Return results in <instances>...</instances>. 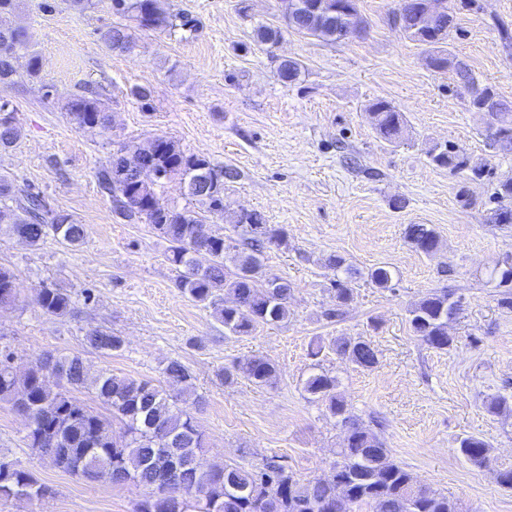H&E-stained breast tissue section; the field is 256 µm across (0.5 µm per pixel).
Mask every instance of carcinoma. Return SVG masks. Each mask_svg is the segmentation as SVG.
Returning <instances> with one entry per match:
<instances>
[{
	"instance_id": "1",
	"label": "carcinoma",
	"mask_w": 512,
	"mask_h": 512,
	"mask_svg": "<svg viewBox=\"0 0 512 512\" xmlns=\"http://www.w3.org/2000/svg\"><path fill=\"white\" fill-rule=\"evenodd\" d=\"M120 15L131 19L140 29L171 32L196 29V20L185 12L167 14L157 7V0H116ZM286 28L309 34L326 42L340 39L336 20L311 10L315 0H280ZM441 19L428 26L417 8L406 17L407 29L421 33L418 43L431 47L427 65L435 70H451L466 81L472 72L462 61L438 48L448 37V0H438ZM279 27L262 26L257 40L276 44L283 38ZM113 51L133 48L127 26L113 25L102 34ZM26 47V33L20 28L0 30V84L12 80L17 55ZM302 65L293 60L280 63L279 79L295 82ZM495 111L486 113V138L503 152H512V102L496 90L483 85L470 99V106L480 111L487 102ZM69 122L76 128L96 125L111 127V115L99 100L87 95L75 96L63 106ZM379 137L389 144L400 141L405 125L404 114L391 103L379 100L370 106ZM18 129L13 120L0 117V148L15 142ZM152 159L154 168L184 184L186 195L209 212L224 211L225 179L237 178L234 169L213 164L204 156L188 154L166 137H155L133 149L126 147L112 155L109 165L95 173L98 184L115 203L118 213L128 220H140L168 242L167 260L178 272L176 288L182 296L213 307L224 329L236 336H248L267 324L288 319L291 286L281 279L262 278L261 256L271 245L286 241L285 233L265 222L255 210L243 209L234 221L241 251L235 254L237 272H226L224 258L234 248L224 235L212 231L205 217L192 209L168 206L156 191L160 182L146 179L127 168L128 153ZM431 164L451 171L467 170L480 177L487 165L471 163L470 156L453 147L428 151ZM497 203L493 219L497 224H512V178L501 180L492 194ZM22 238L32 249L53 236L71 247L84 243L87 226L68 214L48 208L37 193L29 192L16 205L0 201V235ZM405 238L419 252L429 255L439 246L435 230L427 224H409ZM207 257V264L199 256ZM326 267L344 274L334 281L336 310L327 313L339 318L352 298L351 282L358 271L339 255L326 259ZM17 300L14 273L0 267V307ZM38 304L50 316L71 312L72 296L61 288H43ZM460 310L459 300L445 290L431 291L409 309V324L425 344L446 350L454 343L448 324ZM89 348L110 355L123 347V337L106 329H92L85 336ZM336 353L348 361L372 368L378 364V350L367 340L340 338L333 343ZM53 361L44 372L40 358L27 366L14 367L0 361V403L19 412L29 408L33 440L28 447L50 459L53 465L87 484L125 486L133 483L145 490L134 512H169L168 500L182 498L181 512H342L337 502V487L346 490L348 512H459L458 504L448 495L414 480L411 473L395 462L380 437L359 422L336 392V377L326 372L314 373L305 382L306 391L326 403L330 414L345 429V438L336 459L327 472L301 481L288 467L274 458L260 465L240 463L213 464L198 469L194 461L205 445V432L197 421L203 401L196 394L193 377L179 360L169 361L161 375L165 385L150 379L116 374L107 369L92 370L79 354L49 352ZM270 360L252 356L237 365L235 372L223 370L220 381L232 383L243 375L256 385H266L275 376ZM86 392L105 409L99 412L76 396ZM458 452L473 465H489V444L469 436L459 442ZM175 457L182 467H168ZM14 459L0 452V501L10 500L7 486L21 485L43 492L37 478L23 465L11 466Z\"/></svg>"
}]
</instances>
